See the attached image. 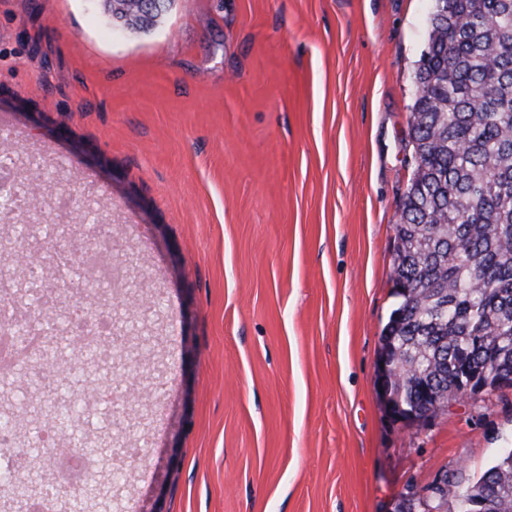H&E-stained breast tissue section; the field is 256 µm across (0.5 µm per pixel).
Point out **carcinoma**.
Masks as SVG:
<instances>
[{"instance_id": "carcinoma-1", "label": "carcinoma", "mask_w": 512, "mask_h": 512, "mask_svg": "<svg viewBox=\"0 0 512 512\" xmlns=\"http://www.w3.org/2000/svg\"><path fill=\"white\" fill-rule=\"evenodd\" d=\"M429 39L414 72L410 116L414 169L396 225L394 274L413 297L385 329L396 336L391 395L425 411L429 388L444 405L465 367L512 374V0H432ZM130 30L153 27L124 0H109ZM75 405L55 416L74 448ZM487 512H512V450L483 473L457 476Z\"/></svg>"}]
</instances>
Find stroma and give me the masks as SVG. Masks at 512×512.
I'll list each match as a JSON object with an SVG mask.
<instances>
[{
	"instance_id": "obj_1",
	"label": "stroma",
	"mask_w": 512,
	"mask_h": 512,
	"mask_svg": "<svg viewBox=\"0 0 512 512\" xmlns=\"http://www.w3.org/2000/svg\"><path fill=\"white\" fill-rule=\"evenodd\" d=\"M430 10L173 0L141 32L102 0H0V136L49 168L36 203L110 227L122 282L78 296L106 291L117 327L95 361L42 305L78 383L0 386V412L83 408L96 453L56 512H395L512 445V387L408 428L376 390Z\"/></svg>"
}]
</instances>
